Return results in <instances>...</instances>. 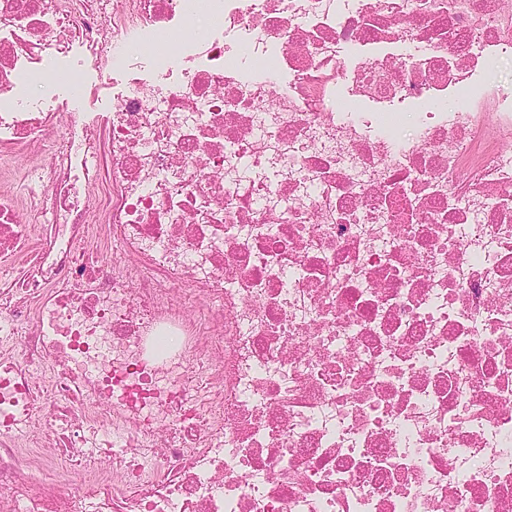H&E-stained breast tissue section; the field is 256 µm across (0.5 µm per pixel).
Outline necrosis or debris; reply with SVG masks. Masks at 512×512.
I'll return each mask as SVG.
<instances>
[{
	"label": "necrosis or debris",
	"instance_id": "4bbe7bcc",
	"mask_svg": "<svg viewBox=\"0 0 512 512\" xmlns=\"http://www.w3.org/2000/svg\"><path fill=\"white\" fill-rule=\"evenodd\" d=\"M76 43L182 68L100 131L26 92ZM505 58L512 0H0V512H512ZM485 85H504L512 84V60L496 61L489 64L482 78Z\"/></svg>",
	"mask_w": 512,
	"mask_h": 512
}]
</instances>
